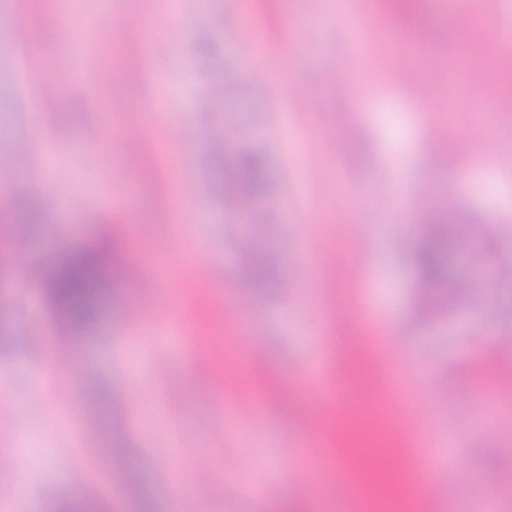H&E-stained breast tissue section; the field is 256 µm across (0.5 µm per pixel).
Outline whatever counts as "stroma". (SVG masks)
I'll use <instances>...</instances> for the list:
<instances>
[{"label":"stroma","instance_id":"35a3bbf8","mask_svg":"<svg viewBox=\"0 0 512 512\" xmlns=\"http://www.w3.org/2000/svg\"><path fill=\"white\" fill-rule=\"evenodd\" d=\"M370 29H390L425 73L455 68L462 93L433 83L430 96L389 79L391 53L354 47L336 0H111L125 21L93 37L103 17L79 0H0V448L22 460L0 465L6 512H50L87 499L96 512H172V482L188 484L196 512H260L289 501L325 512L314 450H301L302 424L286 395L303 390L317 405L315 375L326 361L346 365L357 345L355 319L371 309L382 324L388 367L405 407L422 411L425 463L435 473L431 512H512V354L493 339L512 336L503 297L512 291V53L476 40L466 58L443 43L448 0H419L409 26L386 18L379 0H349ZM75 33L59 51L54 31ZM44 32L36 50L50 65L22 68L25 30ZM258 29L288 43L285 57L254 71L240 40ZM150 39L176 43L173 56L145 51ZM349 62L351 93L337 97L326 62ZM97 70L108 82L89 85ZM302 87L303 102L289 91ZM46 98L42 111L32 100ZM442 142L428 148L433 124ZM257 153L267 184L256 202L259 242L273 273L253 291L239 254L244 218L224 210L215 190L209 145ZM459 174V207L479 223L494 287L484 300L463 298L423 319L415 311L418 269L410 259L427 212L377 209L420 192L435 200ZM105 199L78 212L88 191ZM64 206H56V199ZM42 208L38 224L14 223V203ZM22 230L38 263L88 242L119 245L143 258L138 278L122 285V309L101 310L85 339L60 334L40 282H17L10 237ZM365 248V265L316 270L326 249ZM223 290L224 311L181 308L184 278ZM217 336L239 365L259 345L265 387L278 406L250 425L229 423L206 402L215 359L201 361L163 341L168 327ZM73 349L55 365L50 348ZM119 447L120 459L109 456ZM469 472L455 477L457 467Z\"/></svg>","mask_w":512,"mask_h":512}]
</instances>
